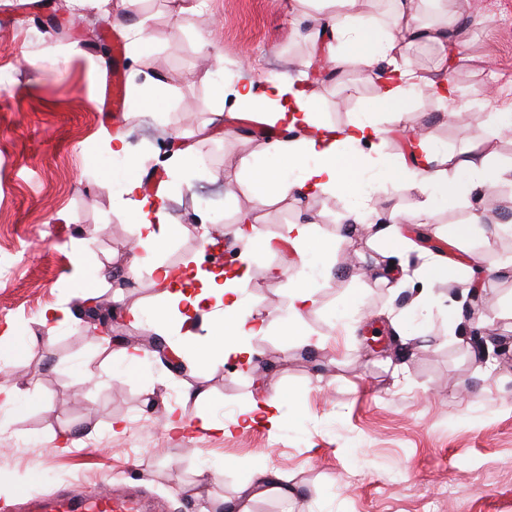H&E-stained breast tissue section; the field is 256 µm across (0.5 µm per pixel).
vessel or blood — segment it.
Masks as SVG:
<instances>
[{
  "mask_svg": "<svg viewBox=\"0 0 512 512\" xmlns=\"http://www.w3.org/2000/svg\"><path fill=\"white\" fill-rule=\"evenodd\" d=\"M21 512H146L130 494L108 495L98 490L67 491L53 497L24 496Z\"/></svg>",
  "mask_w": 512,
  "mask_h": 512,
  "instance_id": "vessel-or-blood-1",
  "label": "vessel or blood"
}]
</instances>
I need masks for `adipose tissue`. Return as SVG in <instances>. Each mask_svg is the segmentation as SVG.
Instances as JSON below:
<instances>
[{"instance_id": "1", "label": "adipose tissue", "mask_w": 512, "mask_h": 512, "mask_svg": "<svg viewBox=\"0 0 512 512\" xmlns=\"http://www.w3.org/2000/svg\"><path fill=\"white\" fill-rule=\"evenodd\" d=\"M305 4L320 5L326 14L327 24L336 46L331 49V60L339 67L370 70L379 85V93L370 106L373 112L391 113L396 122L410 120L409 100L415 88L422 87L437 101L457 111L474 110L475 104L462 100L451 79L444 72L462 59L466 45L448 34L447 0H421L422 5L434 14L432 22H423L420 14L413 12L412 0H391L392 10L386 23L359 14L357 0H304ZM386 27L388 35L380 42L372 36L378 27ZM421 39L440 48V76L433 77L414 69L408 63L393 64L391 69L374 70L376 56L392 55L404 51L407 41ZM242 111L250 112L263 123L282 125L292 131V139L270 144V151L288 156L290 172L272 168L256 171L258 182L265 187L258 196L259 204L298 191L305 197L323 194L352 195L356 204L352 213L356 221H364L370 210V198L360 190L361 184L395 181L409 192L431 200L437 196H453L455 182L449 181V172L467 176L469 189L481 192L501 183L512 184V166L493 167L484 157L476 154L433 156L426 137H417L418 159L409 163L404 158H374L364 153L365 145H376L385 138V130L370 117H362L349 126L338 128L323 122L319 116L318 101L299 89L295 80H272L263 92H256L253 84L245 83L235 92ZM101 146L126 160L123 173V193L116 203L133 208L139 226L138 252L128 268L129 275L149 272L162 286L157 309L158 319L172 316L176 307L192 312L214 306L215 315L209 318V328L223 336L222 346L199 343L207 361L216 367L223 366L230 355L239 354L238 339L244 335L263 332L265 319L262 314L243 307V296L250 281L249 271H242L234 285H227L223 277H211L202 292L193 294L181 290L182 273L177 266L160 261L161 249L177 233L176 225L167 221L162 205L144 195L142 184L144 170L137 156L128 152L124 138L104 135Z\"/></svg>"}]
</instances>
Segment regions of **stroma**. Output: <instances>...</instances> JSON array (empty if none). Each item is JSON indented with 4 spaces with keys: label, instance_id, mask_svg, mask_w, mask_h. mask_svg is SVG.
I'll list each match as a JSON object with an SVG mask.
<instances>
[{
    "label": "stroma",
    "instance_id": "obj_1",
    "mask_svg": "<svg viewBox=\"0 0 512 512\" xmlns=\"http://www.w3.org/2000/svg\"><path fill=\"white\" fill-rule=\"evenodd\" d=\"M188 2L142 0L148 45L138 53L122 27L121 0H112L107 18L91 7L71 12L66 0H0V335L14 326V343L30 349L21 359L0 351V386L18 391L0 408V478L12 483L0 512L21 494L49 496L79 483L135 491L162 512H221L254 481L257 466L278 471L293 493L257 497L251 512H426L446 485L453 492L438 512H512V359L479 357L464 312L467 271L483 267V324L512 335V231L496 222L463 240L453 235L475 203L512 213V185L479 200L467 192L436 197L429 218L418 196L387 181L362 224L347 221L344 195L255 205L262 187L250 164L288 167L238 114L234 91L253 80L260 62L269 63L272 79L309 74L322 120L339 127L360 116L378 89L363 70L310 60L305 35L320 22L312 7L297 14L292 0H208L190 13ZM447 2L467 40L453 83L465 98L512 109V0ZM51 14L61 26L55 36L44 30ZM115 48L126 61L129 105L111 115L104 94ZM491 72L494 87L486 83ZM154 81L165 85L166 106L138 115L133 103ZM410 107L413 128L427 132L438 156L470 150L512 165V125L488 139L481 113H449L420 91ZM106 132L124 137L146 166L169 135L188 138L194 150L163 199L180 228L164 262L190 269L206 262L200 221L227 230L223 260L233 262L242 246L232 231L251 204L259 237L309 227L305 257L250 254L244 306L262 311L268 324L263 335L240 339L255 355L249 366L229 361L214 370L197 360V336L157 320L151 275L126 279L134 253L114 243L136 242L139 229L132 210L115 205L122 166L100 146ZM392 209L403 216L396 232L408 252L394 253L375 228ZM329 242L353 254L355 267L329 265ZM83 249L89 255L79 269ZM432 255L446 272L430 286L417 269ZM390 259L400 267L392 280L381 273ZM302 278L317 303L303 317V335L292 336L288 297ZM90 285L118 312L137 309L120 335L158 334L182 348L186 369L172 372L147 344L130 362L127 345L90 335L75 314ZM427 287L432 301L413 307ZM350 301L353 314L341 320ZM190 390L207 395L204 409L186 400ZM267 395L278 398L274 423L215 431ZM179 405L187 426L167 431L168 410ZM202 470L213 476L203 490Z\"/></svg>",
    "mask_w": 512,
    "mask_h": 512
}]
</instances>
